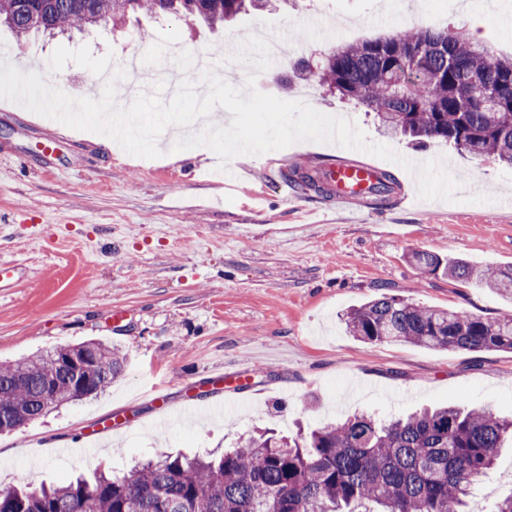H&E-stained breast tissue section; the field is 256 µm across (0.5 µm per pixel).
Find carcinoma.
<instances>
[{
	"label": "carcinoma",
	"instance_id": "cac0c4a2",
	"mask_svg": "<svg viewBox=\"0 0 512 512\" xmlns=\"http://www.w3.org/2000/svg\"><path fill=\"white\" fill-rule=\"evenodd\" d=\"M269 0H0V20L19 34L56 35L130 14L171 15L210 25L263 8ZM319 86L374 113L388 136L418 145L441 139L458 153L512 165V59L454 27L410 29L384 39L338 46L316 70ZM302 193L329 196L320 167L281 173ZM379 171L371 200L396 193ZM425 275L473 280L512 302V266L476 269L463 258L443 261L415 251ZM347 332L365 344L407 343L433 350L512 352V315L488 320L450 308L383 296L349 309ZM120 351L90 340L0 364V432L15 431L55 406L95 395L121 374ZM512 442V417L492 409L447 406L388 422L354 415L290 439L256 432L220 456L157 454L123 474L94 470L58 485L22 475L0 488V512H465L471 485Z\"/></svg>",
	"mask_w": 512,
	"mask_h": 512
}]
</instances>
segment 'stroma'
<instances>
[{"label":"stroma","mask_w":512,"mask_h":512,"mask_svg":"<svg viewBox=\"0 0 512 512\" xmlns=\"http://www.w3.org/2000/svg\"><path fill=\"white\" fill-rule=\"evenodd\" d=\"M469 19L455 0H282L277 10L217 27L140 14L49 39L0 24V59L21 71L48 73L58 47L85 46L94 57L112 56L116 69L137 59L147 75L138 91L147 95L153 73L174 69L180 50L217 63L225 45L292 28L281 63L257 74L259 91L344 116L403 157L450 160L462 184L461 201L423 200L415 173L370 154L367 162L391 171L400 188L383 208L356 202L351 216L293 194L280 178L298 162L331 163L341 146L299 142L237 157L223 172L216 157L207 166L193 157L168 161V134L157 140L161 157H138L0 99V265L11 270L0 281V363L88 340L126 357L104 392L0 434V487L22 473L61 484L100 465L123 472L159 449L219 453L259 429L305 433L354 414L388 419L462 402L512 413V352L367 345L343 321L349 308L384 295L485 319L512 314V303L490 289L422 274L411 260L427 250L478 267L512 264V168L460 156L441 140L414 146L383 136L372 114L294 74L299 60L334 42L413 27L465 29ZM140 30L149 40L136 39ZM48 75L74 97L98 84L72 62ZM478 193L485 201H475ZM116 309L125 313L117 325ZM223 374L233 382L223 388L217 424L166 425L146 396L155 379L165 380L177 409L209 397ZM355 376L363 388L351 394ZM97 431V450L77 447ZM63 446L71 454L59 455ZM510 493L512 447L476 485L471 512H489Z\"/></svg>","instance_id":"stroma-1"}]
</instances>
